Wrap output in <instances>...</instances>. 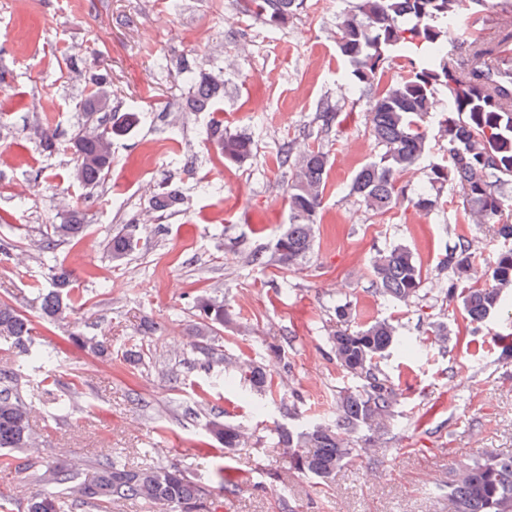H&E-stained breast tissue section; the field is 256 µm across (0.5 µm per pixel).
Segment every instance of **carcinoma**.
Returning <instances> with one entry per match:
<instances>
[{"label": "carcinoma", "instance_id": "cac0c4a2", "mask_svg": "<svg viewBox=\"0 0 512 512\" xmlns=\"http://www.w3.org/2000/svg\"><path fill=\"white\" fill-rule=\"evenodd\" d=\"M304 0H247L255 20L269 26L284 24L303 7ZM489 4V0H357L354 10L340 16L336 51L347 64L349 78L368 97L367 123L381 152L362 165L347 185L348 195L368 210L386 214L408 203L423 215L439 205L438 191L449 186L461 200L456 224L497 225L503 240L512 239V224L502 220L512 209V196L503 186L512 184V67L491 63L498 48L512 40V0H500L495 22L498 40L473 36L459 57L448 49V27L461 16ZM420 49L424 56L411 58ZM409 59V69L399 79L383 83L389 58ZM191 84L189 107L208 112L223 95L224 83L205 68L185 65ZM86 99L84 111L105 112L109 95L103 78ZM443 88L447 109L435 114L434 95ZM142 120L132 109L112 115V121L83 127L72 138L74 165L70 178L94 187L112 167V138L121 136ZM320 129L329 132L341 124L336 108L326 103L317 114ZM436 122L448 141V157L428 164L427 186L414 197L397 183V176L420 164L428 153V139L417 121ZM211 139L224 162L244 164L253 156L251 137L231 133L220 124L211 128ZM279 166L289 173L286 188L288 224L274 240L271 254L258 252L251 262L274 263L291 270L314 247L320 210L328 188L329 154L309 147L300 152L286 145L280 149ZM183 202L178 185L170 184L150 202L157 212L176 210ZM85 230L82 212L73 209L60 224L50 225L46 253L47 285L36 284L40 310L46 319L61 322L72 314L73 273L62 262L51 261L56 243L80 238ZM137 246L131 234H117L109 241L112 258L121 260ZM476 244L462 235L446 249L440 269L448 272V301L457 303L471 324L509 303L505 290L512 288V247L498 251L484 283L471 285L476 273ZM373 283L391 304L408 303L419 296L423 274L412 249L396 243L377 252L371 261ZM197 317L194 348L213 355L211 337L224 329V303L209 294L192 298ZM339 327L328 341L336 361L360 384L340 394L336 418L294 433L275 430L276 445L288 458V470L307 474L319 483L330 482L356 451V435L384 429L393 417L396 389L378 372L376 360L398 344L411 354L413 346L398 334L389 320L353 327L347 302L336 305ZM77 346L97 355H110V346L74 329L68 335ZM0 339L9 343L12 356L0 365V465L35 469L38 482L56 487L26 499L25 512H71L77 502L103 504L134 500L147 512H217L220 501L206 485L191 480L178 463L132 467L113 456L92 463L94 475L82 480L74 471L48 460L16 463L19 454L35 445L31 413L33 393L24 390L22 375L51 366L54 356L36 343L31 319L16 305L0 301ZM231 372L261 392L272 386L269 370L251 361L229 362ZM214 440L236 448L248 439L247 429L213 420L206 426L201 446ZM448 512H512V456L482 455L461 465L448 481Z\"/></svg>", "mask_w": 512, "mask_h": 512}]
</instances>
